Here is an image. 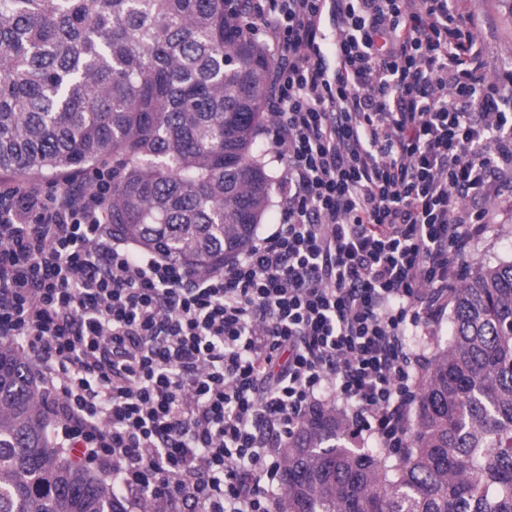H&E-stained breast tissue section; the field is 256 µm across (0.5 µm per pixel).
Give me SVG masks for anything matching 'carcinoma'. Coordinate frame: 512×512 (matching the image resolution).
Returning <instances> with one entry per match:
<instances>
[{
	"label": "carcinoma",
	"mask_w": 512,
	"mask_h": 512,
	"mask_svg": "<svg viewBox=\"0 0 512 512\" xmlns=\"http://www.w3.org/2000/svg\"><path fill=\"white\" fill-rule=\"evenodd\" d=\"M243 17V0H0V171L109 163V223L138 247L190 269L243 251L276 183L272 55ZM448 298L407 447L358 448L316 408L281 450L277 512H512V259ZM52 427L0 340V512H123Z\"/></svg>",
	"instance_id": "cac0c4a2"
}]
</instances>
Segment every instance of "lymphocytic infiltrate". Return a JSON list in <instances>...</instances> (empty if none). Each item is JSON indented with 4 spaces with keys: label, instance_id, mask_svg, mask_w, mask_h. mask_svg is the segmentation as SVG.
<instances>
[{
    "label": "lymphocytic infiltrate",
    "instance_id": "lymphocytic-infiltrate-1",
    "mask_svg": "<svg viewBox=\"0 0 512 512\" xmlns=\"http://www.w3.org/2000/svg\"><path fill=\"white\" fill-rule=\"evenodd\" d=\"M272 47L279 222L218 268L107 220L112 168L0 187V338L23 342L68 447L124 512H275L312 409L399 452L410 332L447 306L512 197V68L489 78L465 0H246ZM331 55H324V43Z\"/></svg>",
    "mask_w": 512,
    "mask_h": 512
}]
</instances>
